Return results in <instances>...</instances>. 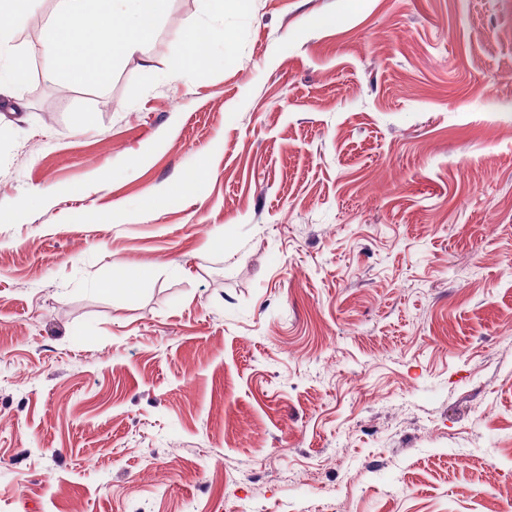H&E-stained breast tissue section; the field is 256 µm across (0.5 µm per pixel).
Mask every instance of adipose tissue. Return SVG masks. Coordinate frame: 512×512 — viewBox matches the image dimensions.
I'll use <instances>...</instances> for the list:
<instances>
[{"label": "adipose tissue", "mask_w": 512, "mask_h": 512, "mask_svg": "<svg viewBox=\"0 0 512 512\" xmlns=\"http://www.w3.org/2000/svg\"><path fill=\"white\" fill-rule=\"evenodd\" d=\"M25 0H0V52L8 54L0 66V94L16 97L25 86L30 54L11 50L13 22L23 18ZM210 22L182 29L170 70L183 72L212 60L230 42L224 28L228 0H207ZM169 0H59L45 25L41 45L47 53L46 75L75 85L89 78L107 80L117 62L140 54L157 23L167 14Z\"/></svg>", "instance_id": "adipose-tissue-1"}]
</instances>
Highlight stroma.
<instances>
[{
	"label": "stroma",
	"instance_id": "stroma-1",
	"mask_svg": "<svg viewBox=\"0 0 512 512\" xmlns=\"http://www.w3.org/2000/svg\"><path fill=\"white\" fill-rule=\"evenodd\" d=\"M204 4L62 95L15 29L0 512H512V0H249L173 74ZM231 0H207L214 23L189 27L177 33V50L170 60L172 73L183 72L192 66L215 58L218 48L224 56V44L231 41L224 29V11ZM144 275L143 271L125 267L117 268L113 270L111 278L102 284L101 290L106 293L130 290Z\"/></svg>",
	"mask_w": 512,
	"mask_h": 512
}]
</instances>
